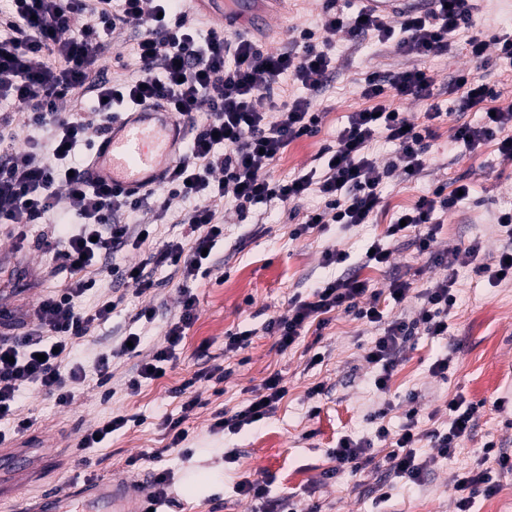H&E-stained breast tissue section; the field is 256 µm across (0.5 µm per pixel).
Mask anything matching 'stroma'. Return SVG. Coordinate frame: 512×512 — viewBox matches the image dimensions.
Segmentation results:
<instances>
[{"instance_id": "1", "label": "stroma", "mask_w": 512, "mask_h": 512, "mask_svg": "<svg viewBox=\"0 0 512 512\" xmlns=\"http://www.w3.org/2000/svg\"><path fill=\"white\" fill-rule=\"evenodd\" d=\"M325 5V0H288V16L275 25L273 36L264 39L265 49L279 51L301 29L317 28ZM138 32L132 23L113 35L98 63L101 77L121 83L136 76L133 46ZM469 35V29H460L447 54L422 62L436 102L453 114L432 121L425 170L384 183L383 202L370 223L351 228L332 224L296 239L291 235L294 225L322 204L317 194L294 207L276 200L260 204L244 218L231 197L215 199L224 240L211 256L209 275L195 286L198 317L163 377L142 381L134 390L128 386L140 360L164 347L168 325L180 313L176 281L168 270H159L156 288L142 294L133 283L99 277L97 288L83 297V307L94 308L115 292L123 294L124 301L106 323L75 340L68 362L82 366L86 378L72 385L71 403L59 405L55 396L31 385L20 390L21 410L35 424L13 445L32 449L37 464L50 473L41 483L19 488V495L59 490L72 480L147 473L150 464L135 470L129 460L161 448V465L170 469L172 479L170 502L159 512H262L260 502L236 494L235 486L243 480L268 485L272 496L284 499L296 512H305L311 504L321 512H456L450 487L456 475L475 467L484 444L495 441L499 450L512 456V280L492 283L473 267L459 269L447 337L413 336L400 350L384 393L375 385L377 367L364 358L365 347L377 334L374 326L333 312L322 331H308L285 350L264 331L270 317L287 311L292 297L306 296L316 283L342 275V268L324 265L323 254L329 249L347 252L352 273L374 288H387L394 277L405 276L421 290L442 278L444 269L418 254L413 237H387L397 214L412 209L435 187L449 192L464 182L472 192L441 213L434 251L476 239L489 259L512 244L496 224L499 211L512 208V161L501 159L496 142L472 152L454 139L460 124L481 119L474 111H455L456 97L448 92L453 76L470 66L463 51ZM335 54L334 70L311 99L313 110L321 114L319 132L288 144L270 170L273 179L286 180L321 167L325 149L336 148L350 114L372 107V100L362 94L366 78L410 64L370 35L337 36ZM71 221L69 214L57 212L29 226L23 240L12 235L10 225L0 223L1 306L29 310L47 291L67 284L68 272L58 269L42 243L55 240ZM375 241L391 250L388 263L367 262L366 248ZM147 306L155 308V320L138 321L137 312ZM244 330L251 333L248 346L226 350L229 334ZM132 332L141 336L139 355H118L120 344ZM105 354L112 357V377L103 385L95 367ZM317 354L322 357L318 363L313 360ZM443 355L452 359L444 379L430 371ZM217 367L228 371V378L196 384L191 394L198 404L183 413L178 387L197 371ZM274 373L281 376L287 393L269 419L236 433L212 431L214 413L235 414ZM318 385L323 394L310 396V389ZM459 395L479 403L478 418L455 455L438 460L421 483L389 472L387 444L380 440H375L374 460L365 470L354 476L340 471L331 453L338 438H373L372 416L383 402L391 404L384 419L391 431L399 430L412 405L420 411L422 427L443 431L448 427V403ZM117 415L128 417V424L104 447L90 452L89 464H82L76 446L85 429ZM167 416L184 420L188 437L179 445H172L161 425ZM384 490L390 498L382 503L378 497Z\"/></svg>"}]
</instances>
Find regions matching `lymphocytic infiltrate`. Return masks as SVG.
<instances>
[{
    "mask_svg": "<svg viewBox=\"0 0 512 512\" xmlns=\"http://www.w3.org/2000/svg\"><path fill=\"white\" fill-rule=\"evenodd\" d=\"M473 10L471 0H436L427 13L406 12L392 20L368 13L358 0L331 2L318 30L301 31L290 48L269 53L256 41L225 29H211L204 39H197L184 15L175 13L166 0H13L11 17L0 23V101L23 114L28 125L52 127L54 139L48 151L35 140L14 148L11 120L0 119V222L20 230L62 206L81 224L49 246L70 274L67 285L41 299L29 320L0 309V421L11 426L10 431L0 430V445L6 443L8 434L23 433L34 424L18 412L22 386L36 385L65 406L72 399L71 384L85 379L81 367L62 370V360L73 339L87 336L110 319L122 299H103L90 310L82 308V299L95 287L97 277L110 274L108 258L125 247L139 249L146 243V225L121 223L122 215L141 213L158 221L165 218L171 199L190 204L183 216L189 240L176 239L149 250L137 266L123 271L125 279L145 293L155 286L154 269L174 268L180 274L182 294L181 312L169 325L166 346L138 364L136 378L129 381L134 388L141 380H153L165 372L197 318L198 297L193 288L203 275L202 251L214 248L224 236L213 207L215 199L232 195L243 215L274 199L284 204L298 202L310 188H317L323 206L295 225L292 235L299 238L327 224L369 223L381 204L384 179L422 173L432 135L429 123L443 112L433 100L432 83L419 63L447 52L455 32L471 27ZM133 20L141 25L134 46L139 77L117 85L100 80V54L113 32ZM341 31L354 37L372 35L415 64L385 80L367 79L363 93L375 99L376 105L351 113L322 173L273 180L270 167L288 143L318 130L320 116L311 109V96L322 88L333 68L335 38ZM285 74L302 88V95L277 93ZM84 92L93 95V111H85L79 102ZM396 97L428 101L425 124L409 123L404 113L391 108L389 101ZM161 99L169 102L191 133L163 185L129 198L88 181L85 162L72 158L88 130L106 132L118 116L117 105L123 102L147 105ZM67 100L73 106L65 112L59 104ZM509 127L512 101L496 107L494 115L485 116L480 124L457 127L455 139L472 151L498 140L500 155L511 161L512 137L505 133ZM381 132L395 146L383 164L369 152L370 142ZM470 191L467 185L458 194L434 191L405 212L403 223L390 224L388 236L414 232L419 254H432L439 230L436 209L452 208L461 194ZM480 252L481 244L475 239L467 246L433 254L446 274L420 292L421 306L413 319L385 316L379 307L385 294L394 303L404 302L412 291L410 282L395 281L381 291L351 275L321 282L307 297H293L287 312L266 321L265 331L285 350L321 315L333 311L354 315L379 331L365 358L380 366L375 384L378 390L387 391L397 355L416 331L447 336L458 268L474 266L477 273L492 280L512 277L511 247L484 264L477 261ZM285 394L280 375L272 374L264 382L263 394L248 399L232 417L215 413L212 426L235 433L261 422L275 413ZM477 410V404L464 397L452 399L448 428L440 431L421 429L418 411L412 408L399 433L390 434L381 425L374 439H339L333 453L341 467L355 473L370 462L374 440L388 442L386 459L391 471L417 484L437 459L454 454L468 436ZM426 438L431 439L436 456L420 454L419 444Z\"/></svg>",
    "mask_w": 512,
    "mask_h": 512,
    "instance_id": "1",
    "label": "lymphocytic infiltrate"
}]
</instances>
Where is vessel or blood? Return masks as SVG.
<instances>
[{
    "label": "vessel or blood",
    "mask_w": 512,
    "mask_h": 512,
    "mask_svg": "<svg viewBox=\"0 0 512 512\" xmlns=\"http://www.w3.org/2000/svg\"><path fill=\"white\" fill-rule=\"evenodd\" d=\"M196 13L230 25L246 22L254 32L266 31L285 13L286 0H234L225 11L224 0H191ZM376 11L429 7L433 0H363ZM186 130L163 101L125 112L110 131L98 138L87 171L92 179L136 197L157 186L175 160ZM151 484L149 475L129 480L71 481L63 490H48L32 498L24 512H144Z\"/></svg>",
    "instance_id": "vessel-or-blood-1"
}]
</instances>
